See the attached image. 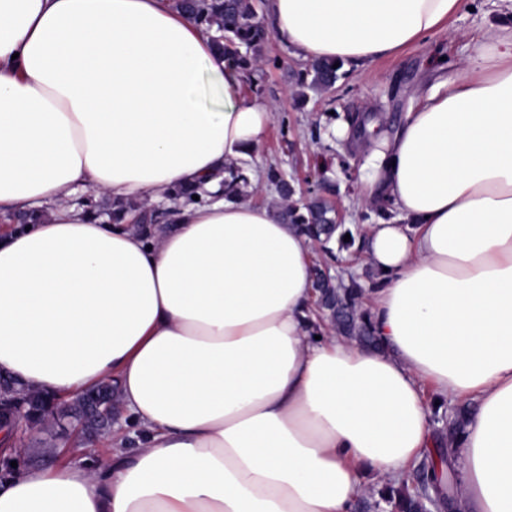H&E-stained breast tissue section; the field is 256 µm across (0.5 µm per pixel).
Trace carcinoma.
Returning <instances> with one entry per match:
<instances>
[{"label": "carcinoma", "instance_id": "cac0c4a2", "mask_svg": "<svg viewBox=\"0 0 512 512\" xmlns=\"http://www.w3.org/2000/svg\"><path fill=\"white\" fill-rule=\"evenodd\" d=\"M176 10L187 14L211 42L222 51L224 58L233 61L239 69L253 73L261 69L264 50L270 37V30L259 14L257 0H175ZM342 76L341 68L334 67V62L312 60L304 70L298 72L297 85L300 95L306 91L326 94L332 91ZM247 162L224 168L223 197L229 200L243 199L247 196L249 181L244 174ZM328 161L318 167V178L307 197L295 198L294 180L288 178L287 172L278 165H271L265 172L268 183L275 186L279 195L275 214L285 224H296L319 245L321 261L313 266L312 288L315 289L313 314L320 324H326L336 334L359 341L367 347L379 346V340L372 333L370 320L362 307L366 284L360 278L348 274V277H336L331 270L341 268L342 253L354 247L356 239L350 237L344 241L351 230L343 224L336 223V209L330 204L325 194L333 187L324 177ZM197 191L181 187L174 191L173 199L181 207L206 203V197L192 196ZM127 214L134 215L136 228L145 224H157L169 218L170 210H160L146 203L132 201L113 202L112 221L117 222ZM395 213L386 206L373 203L361 214V219L370 221L383 218L390 220ZM467 410L460 407L448 419V428L443 431L448 439V452L441 453L440 464H431L430 481L422 485L402 484L398 487L387 486L380 492V499L370 495L358 504L361 512H372L379 507V500L389 503L394 512H428L433 508V501L438 496L432 494L434 486L442 482L452 483L451 476L444 475V466L448 465V455L455 453V442L463 432Z\"/></svg>", "mask_w": 512, "mask_h": 512}]
</instances>
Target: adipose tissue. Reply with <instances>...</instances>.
<instances>
[{
  "mask_svg": "<svg viewBox=\"0 0 512 512\" xmlns=\"http://www.w3.org/2000/svg\"><path fill=\"white\" fill-rule=\"evenodd\" d=\"M463 0H267L302 60L359 72ZM172 0H0V375L78 397L109 380L130 418L93 463L0 480V512H354L437 446L426 391L471 407L462 512H512V23L418 88L393 136L367 123L364 307L382 346L316 332L311 241L222 196L268 103ZM203 187L172 228L75 204Z\"/></svg>",
  "mask_w": 512,
  "mask_h": 512,
  "instance_id": "1",
  "label": "adipose tissue"
}]
</instances>
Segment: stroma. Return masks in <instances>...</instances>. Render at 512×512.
Masks as SVG:
<instances>
[{
    "mask_svg": "<svg viewBox=\"0 0 512 512\" xmlns=\"http://www.w3.org/2000/svg\"><path fill=\"white\" fill-rule=\"evenodd\" d=\"M501 22L502 17L491 0H473L471 8L461 9L449 18L444 32L434 38L432 45L416 42L399 56L378 61L361 75L344 73L332 93H312L304 102L297 99L294 84L295 75L303 67L302 61L293 57L278 39H270L259 82L242 85L244 95L272 103L277 116L250 156L251 168L262 171L278 164L302 179L313 172L316 157L323 148H331L337 167L335 182L339 187L332 202L344 223H358L359 212L350 208L349 203L357 198L362 187L364 159L345 142L326 143L323 134L328 123L344 119L348 113L367 110L379 115L384 130L395 132L403 114L410 109L417 85L439 75L429 61L431 52L445 57L447 64H457L468 54L471 40L480 38ZM107 439L104 433L83 439L71 429L52 427L34 433L24 426L15 444L25 448L29 466H77L93 451L107 447Z\"/></svg>",
    "mask_w": 512,
    "mask_h": 512,
    "instance_id": "stroma-1",
    "label": "stroma"
}]
</instances>
